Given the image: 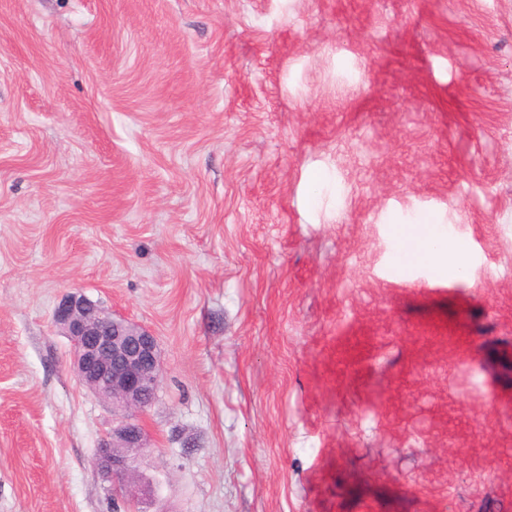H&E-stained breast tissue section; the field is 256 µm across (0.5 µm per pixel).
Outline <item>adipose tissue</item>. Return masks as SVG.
Segmentation results:
<instances>
[{
	"instance_id": "1",
	"label": "adipose tissue",
	"mask_w": 512,
	"mask_h": 512,
	"mask_svg": "<svg viewBox=\"0 0 512 512\" xmlns=\"http://www.w3.org/2000/svg\"><path fill=\"white\" fill-rule=\"evenodd\" d=\"M405 237L409 245L400 251L399 263L425 261L434 267L447 269L456 279L469 275L472 267L470 258L463 247L449 242L446 232L427 225L409 229Z\"/></svg>"
}]
</instances>
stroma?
I'll list each match as a JSON object with an SVG mask.
<instances>
[{
  "instance_id": "stroma-1",
  "label": "stroma",
  "mask_w": 512,
  "mask_h": 512,
  "mask_svg": "<svg viewBox=\"0 0 512 512\" xmlns=\"http://www.w3.org/2000/svg\"><path fill=\"white\" fill-rule=\"evenodd\" d=\"M72 291L160 344L142 512H512V0H0V512H116ZM408 247L402 249L397 257L399 263L426 261L437 268H447L454 279L466 278L472 264L461 246H453L447 233L435 226L413 227L405 234Z\"/></svg>"
}]
</instances>
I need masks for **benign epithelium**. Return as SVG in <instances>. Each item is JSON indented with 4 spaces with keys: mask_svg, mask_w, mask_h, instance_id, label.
<instances>
[{
    "mask_svg": "<svg viewBox=\"0 0 512 512\" xmlns=\"http://www.w3.org/2000/svg\"><path fill=\"white\" fill-rule=\"evenodd\" d=\"M54 320L73 344L78 380L93 395L110 402L119 419L112 432L101 438L95 466L128 512H140L146 485L134 480L131 463L148 446L134 413L153 403L160 386L163 368L157 338L79 293L61 299Z\"/></svg>",
    "mask_w": 512,
    "mask_h": 512,
    "instance_id": "7a95c632",
    "label": "benign epithelium"
}]
</instances>
